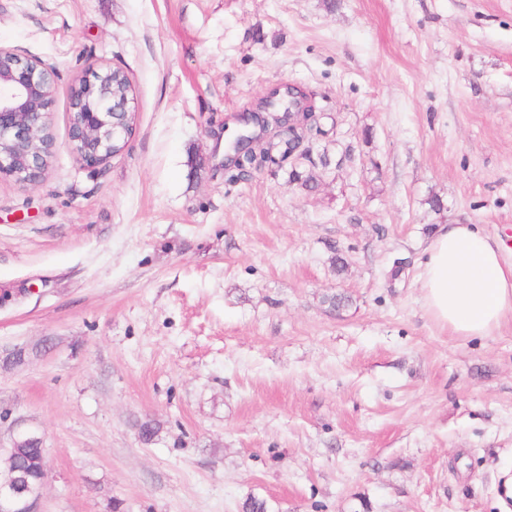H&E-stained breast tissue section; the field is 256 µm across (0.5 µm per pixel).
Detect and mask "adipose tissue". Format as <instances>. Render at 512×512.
<instances>
[{
	"instance_id": "adipose-tissue-1",
	"label": "adipose tissue",
	"mask_w": 512,
	"mask_h": 512,
	"mask_svg": "<svg viewBox=\"0 0 512 512\" xmlns=\"http://www.w3.org/2000/svg\"><path fill=\"white\" fill-rule=\"evenodd\" d=\"M423 300L449 335L486 337L512 316V264L473 224L440 225L425 248Z\"/></svg>"
}]
</instances>
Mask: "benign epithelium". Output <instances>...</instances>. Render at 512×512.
Masks as SVG:
<instances>
[{
	"mask_svg": "<svg viewBox=\"0 0 512 512\" xmlns=\"http://www.w3.org/2000/svg\"><path fill=\"white\" fill-rule=\"evenodd\" d=\"M112 67L87 68L71 89L70 147L82 165L92 171L115 157L112 144L128 142L133 131L134 98L106 94ZM56 75L41 60L0 47V177L19 184H33L45 173L55 151V141L38 144L34 129L50 125ZM289 101L272 95L266 106L285 105L276 117L279 131L296 138L304 123L296 120L293 94ZM245 129L231 142L235 161L245 166L252 155L255 137L246 129L250 119L242 118ZM35 498L23 495L19 487H0V512H34Z\"/></svg>",
	"mask_w": 512,
	"mask_h": 512,
	"instance_id": "7a95c632",
	"label": "benign epithelium"
}]
</instances>
